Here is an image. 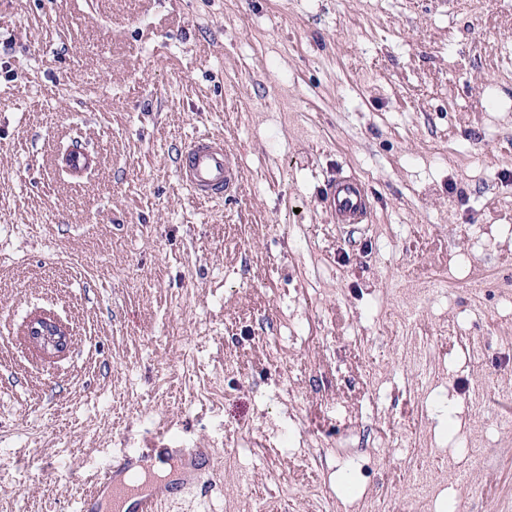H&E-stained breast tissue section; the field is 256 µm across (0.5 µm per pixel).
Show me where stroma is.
Masks as SVG:
<instances>
[{
	"label": "stroma",
	"mask_w": 512,
	"mask_h": 512,
	"mask_svg": "<svg viewBox=\"0 0 512 512\" xmlns=\"http://www.w3.org/2000/svg\"><path fill=\"white\" fill-rule=\"evenodd\" d=\"M204 134L244 173L219 201L177 176ZM339 168L369 223L324 208ZM507 281L512 0H0V512H78L151 444L219 478L162 512H417L438 449L432 512H512V408L472 401L512 387ZM41 310L70 328L51 362Z\"/></svg>",
	"instance_id": "obj_1"
}]
</instances>
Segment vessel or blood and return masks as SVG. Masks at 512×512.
Instances as JSON below:
<instances>
[{"mask_svg": "<svg viewBox=\"0 0 512 512\" xmlns=\"http://www.w3.org/2000/svg\"><path fill=\"white\" fill-rule=\"evenodd\" d=\"M182 184L196 198L209 201L233 195L243 181L238 158L223 138L203 135L187 146L177 160ZM324 204L340 224H365L371 206L365 184L351 175L329 180ZM159 451L146 448L126 453L113 461L83 499L82 512H160L164 498L194 486L207 487L213 480L210 451L206 448H170L166 454L180 463L162 485L137 483L149 473Z\"/></svg>", "mask_w": 512, "mask_h": 512, "instance_id": "b4317fda", "label": "vessel or blood"}]
</instances>
